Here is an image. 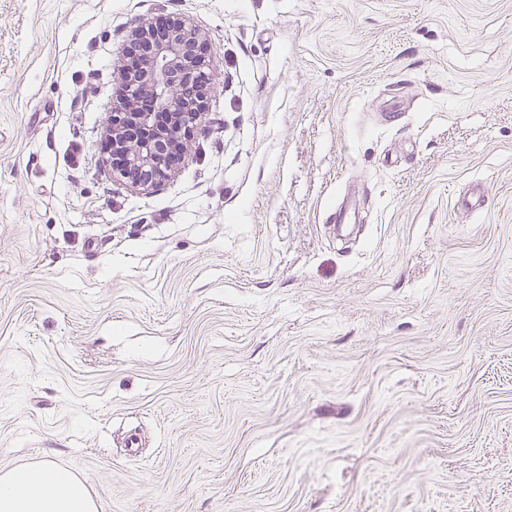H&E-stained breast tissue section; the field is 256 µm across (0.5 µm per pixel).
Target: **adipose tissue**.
Listing matches in <instances>:
<instances>
[{
    "label": "adipose tissue",
    "mask_w": 512,
    "mask_h": 512,
    "mask_svg": "<svg viewBox=\"0 0 512 512\" xmlns=\"http://www.w3.org/2000/svg\"><path fill=\"white\" fill-rule=\"evenodd\" d=\"M0 512H98V505L76 476L43 461L0 473Z\"/></svg>",
    "instance_id": "obj_1"
}]
</instances>
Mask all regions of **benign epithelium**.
<instances>
[{
    "label": "benign epithelium",
    "mask_w": 512,
    "mask_h": 512,
    "mask_svg": "<svg viewBox=\"0 0 512 512\" xmlns=\"http://www.w3.org/2000/svg\"><path fill=\"white\" fill-rule=\"evenodd\" d=\"M213 51L212 40L181 18H168L162 27L144 21L132 29L129 62L120 73L123 93L105 128L109 158H120L112 163L117 180L150 190L170 177L214 93L205 71ZM141 98L150 108H138Z\"/></svg>",
    "instance_id": "obj_1"
}]
</instances>
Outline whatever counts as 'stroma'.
Masks as SVG:
<instances>
[{"label": "stroma", "instance_id": "obj_1", "mask_svg": "<svg viewBox=\"0 0 512 512\" xmlns=\"http://www.w3.org/2000/svg\"><path fill=\"white\" fill-rule=\"evenodd\" d=\"M168 16L214 97L138 191ZM44 460L101 512H512V0H0V470ZM164 21L162 27L144 21L132 29L125 51L130 61L120 73L123 93L113 102L105 128L112 175L141 190L155 189L170 177L214 93L205 71L212 40L181 18ZM140 45L145 48L137 49ZM140 98L150 108L138 109ZM116 156L119 163L112 161Z\"/></svg>", "mask_w": 512, "mask_h": 512}]
</instances>
